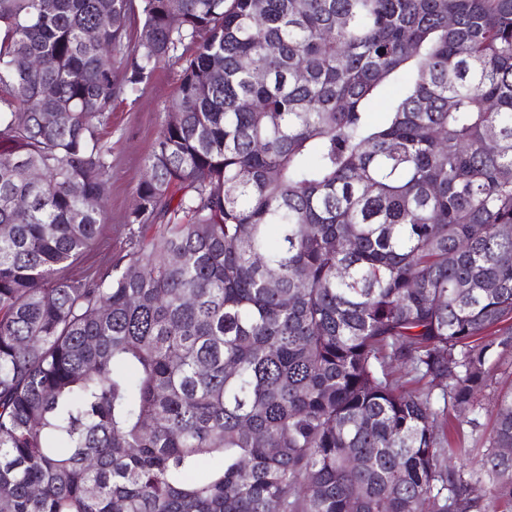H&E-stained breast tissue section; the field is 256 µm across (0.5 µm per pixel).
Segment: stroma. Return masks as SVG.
Returning a JSON list of instances; mask_svg holds the SVG:
<instances>
[{"mask_svg":"<svg viewBox=\"0 0 512 512\" xmlns=\"http://www.w3.org/2000/svg\"><path fill=\"white\" fill-rule=\"evenodd\" d=\"M178 66L159 68L136 100H116L102 141L111 149L112 170L104 185L106 220L98 240L79 265L80 270L105 269L113 253L124 243L125 217L136 203V188L144 174V162L163 129L166 112L178 83Z\"/></svg>","mask_w":512,"mask_h":512,"instance_id":"1","label":"stroma"}]
</instances>
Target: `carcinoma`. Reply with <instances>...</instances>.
Wrapping results in <instances>:
<instances>
[{"instance_id":"carcinoma-1","label":"carcinoma","mask_w":512,"mask_h":512,"mask_svg":"<svg viewBox=\"0 0 512 512\" xmlns=\"http://www.w3.org/2000/svg\"><path fill=\"white\" fill-rule=\"evenodd\" d=\"M170 62L124 246L62 275ZM509 350L512 0H0V512H512ZM481 404L484 409L479 410V415H475L479 422V428L475 431L469 423L464 422L461 430V441L467 448H485L482 443H475V440L486 430H490L494 421L492 406L488 402V398H481ZM463 429V430H462Z\"/></svg>"}]
</instances>
